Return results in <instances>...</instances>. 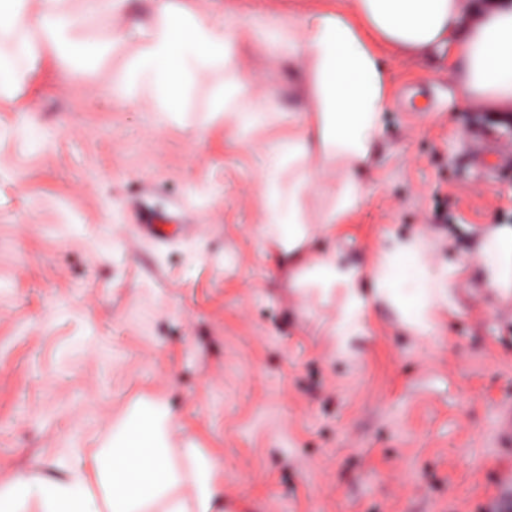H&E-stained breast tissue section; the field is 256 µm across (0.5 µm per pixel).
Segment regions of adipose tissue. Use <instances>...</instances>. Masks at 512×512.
I'll list each match as a JSON object with an SVG mask.
<instances>
[{
  "label": "adipose tissue",
  "mask_w": 512,
  "mask_h": 512,
  "mask_svg": "<svg viewBox=\"0 0 512 512\" xmlns=\"http://www.w3.org/2000/svg\"><path fill=\"white\" fill-rule=\"evenodd\" d=\"M39 2L33 13L28 0H0V35L13 40L11 53L0 54L1 98L13 97L38 64L55 62L64 31L86 23L84 15L63 14L61 0ZM152 2L154 24L134 27L142 50L122 78L126 88L152 99L166 117L201 67L235 69L240 87L253 82L236 66L231 31L174 0ZM269 38L285 48L289 65H301L310 101L304 125L289 129L269 164L262 233L270 254L288 266L298 290L324 299L342 293L341 345L380 306L411 331L431 333L466 265L430 263L419 234L388 238L365 268L334 247L312 251L301 195L317 177L335 175V202L319 231L332 237L338 225L353 222L366 195L361 174L376 161L381 116L392 102L385 51L423 63L447 47L464 103L512 114V0H344L272 27ZM474 261L486 294L512 292V225H486ZM162 413L157 404L140 407L113 431L109 447L88 461L73 457L61 478L29 474L0 484V512H224L223 465L193 437L169 445Z\"/></svg>",
  "instance_id": "adipose-tissue-1"
}]
</instances>
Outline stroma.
<instances>
[{"label":"stroma","mask_w":512,"mask_h":512,"mask_svg":"<svg viewBox=\"0 0 512 512\" xmlns=\"http://www.w3.org/2000/svg\"><path fill=\"white\" fill-rule=\"evenodd\" d=\"M232 30L246 70L277 94L247 128L212 110L230 80L201 69L161 118L115 81L138 39L102 0L65 63L0 101V483L61 476L98 454L146 402L169 407L171 443L224 463L238 512H491L512 451L495 442L512 395V295L469 280L430 335L378 308L340 351L338 299L294 289L261 228L267 158L305 113L302 84L264 31L321 0H176ZM367 195L336 246L369 264L389 237L424 231L435 261H471L480 230L512 225V166L469 159L487 126L512 150V118L462 102L448 58L386 54ZM166 218L161 236L140 226Z\"/></svg>","instance_id":"obj_1"}]
</instances>
